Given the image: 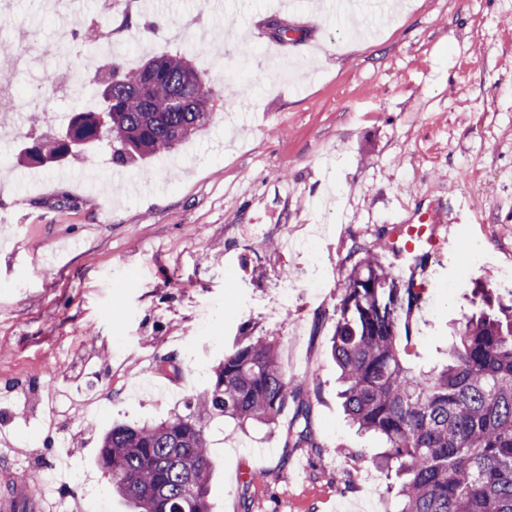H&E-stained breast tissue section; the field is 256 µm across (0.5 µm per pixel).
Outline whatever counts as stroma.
I'll return each mask as SVG.
<instances>
[{
	"mask_svg": "<svg viewBox=\"0 0 512 512\" xmlns=\"http://www.w3.org/2000/svg\"><path fill=\"white\" fill-rule=\"evenodd\" d=\"M223 2L218 16L210 0H159L118 19L130 66L186 42L220 96L209 128L139 168L103 145L60 168L18 162L67 126L93 78L72 54L0 69V496L21 472L75 512L107 483L106 431L184 414L241 337L266 336L316 445L285 446L289 409L273 428L212 424L214 512H388L372 464L383 443L347 422L328 355L355 247L412 213L441 218L425 265L381 256L421 295L413 367L445 363L450 324L483 306L477 284L512 302V0H401L373 38L340 42L339 21L306 0ZM58 24L44 0H9L0 49L51 41ZM279 26L294 33L280 46ZM230 28L256 49L245 63ZM54 72L62 88L41 86ZM35 100L57 121L29 128ZM311 251L316 287L274 312Z\"/></svg>",
	"mask_w": 512,
	"mask_h": 512,
	"instance_id": "1",
	"label": "stroma"
}]
</instances>
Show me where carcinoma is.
<instances>
[{"label":"carcinoma","mask_w":512,"mask_h":512,"mask_svg":"<svg viewBox=\"0 0 512 512\" xmlns=\"http://www.w3.org/2000/svg\"><path fill=\"white\" fill-rule=\"evenodd\" d=\"M190 45L124 70L112 63L101 86L102 106L78 110L65 132L25 148L34 163L60 165L97 143L112 162L172 152L206 128L215 91L193 70ZM108 110L111 121L98 123ZM361 248L331 338L342 407L357 430L384 442L376 468L399 499L395 512H512V305L458 321L448 360L416 369L399 344L402 313L419 300L387 270L379 254ZM297 403L286 444L314 448L309 404L282 371L274 341L243 336L190 398L185 415L154 424H118L103 436L99 467L133 512H212L208 488L214 462L205 427L223 418L242 428L271 426Z\"/></svg>","instance_id":"cac0c4a2"}]
</instances>
